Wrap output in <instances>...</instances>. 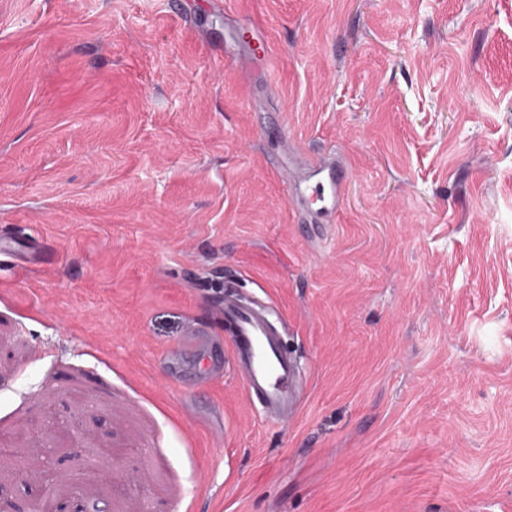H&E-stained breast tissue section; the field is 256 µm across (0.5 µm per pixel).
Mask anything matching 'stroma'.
I'll list each match as a JSON object with an SVG mask.
<instances>
[{"mask_svg":"<svg viewBox=\"0 0 512 512\" xmlns=\"http://www.w3.org/2000/svg\"><path fill=\"white\" fill-rule=\"evenodd\" d=\"M271 126L349 159L316 234ZM228 274L286 324L291 423L229 358ZM194 327L226 360L186 394ZM87 498L512 503V0H0V512ZM237 36L240 41L249 46L251 55L257 63L265 61L268 56V45L265 39L259 35L256 24L250 23L243 27Z\"/></svg>","mask_w":512,"mask_h":512,"instance_id":"stroma-1","label":"stroma"}]
</instances>
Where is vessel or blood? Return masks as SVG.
<instances>
[{
	"label": "vessel or blood",
	"instance_id": "obj_1",
	"mask_svg": "<svg viewBox=\"0 0 512 512\" xmlns=\"http://www.w3.org/2000/svg\"><path fill=\"white\" fill-rule=\"evenodd\" d=\"M256 62L265 61L268 45L256 24L238 32ZM289 164L298 165L300 176L288 185V196L298 201L301 212L319 204L320 216L330 220L344 200L350 170L341 158L302 156L292 146H283ZM220 313L229 339L234 363L240 372L243 388L253 406L259 407L272 424H287L298 417L303 400L301 371L280 339L279 330L268 318V307L261 300L242 299L237 284L224 282Z\"/></svg>",
	"mask_w": 512,
	"mask_h": 512
}]
</instances>
